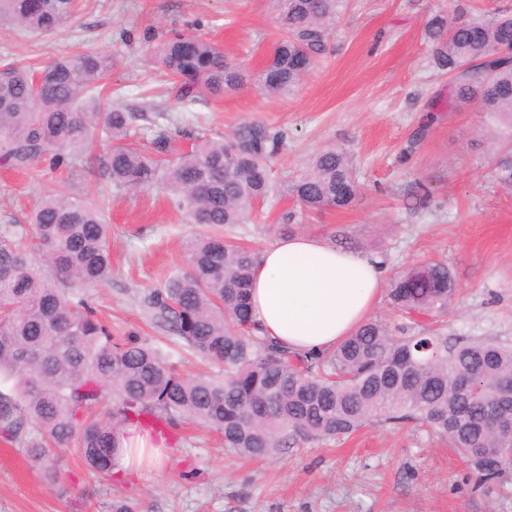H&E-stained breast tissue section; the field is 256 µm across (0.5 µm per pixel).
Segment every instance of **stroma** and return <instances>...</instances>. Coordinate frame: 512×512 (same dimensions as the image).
<instances>
[{
    "mask_svg": "<svg viewBox=\"0 0 512 512\" xmlns=\"http://www.w3.org/2000/svg\"><path fill=\"white\" fill-rule=\"evenodd\" d=\"M459 8L486 20L512 14V0H347L326 55L299 88L277 97L250 79L282 36L271 0H81L52 33L0 23V64L109 55L100 108L143 113L132 140L148 153L160 135L181 153L247 119L280 127L288 140L269 163L275 191L242 223L225 225L226 240L259 252L279 237L309 234L379 258L390 278L445 262L458 291L443 333L512 344V190L493 177L502 129L475 107L449 105L448 76L435 68L425 34L433 15ZM175 32L214 42L248 81L224 98L183 105L155 55ZM331 144L352 156L360 192L348 208L310 216L285 187ZM107 150L98 136L87 160L70 169L0 166V224L23 221L63 183L102 206L112 226V278L86 289L87 300L113 332L150 338L182 375L211 371L143 302L187 267L186 244L203 228L162 189L113 188L101 164ZM287 210L295 223H281ZM59 455L54 483L0 440V512H96L118 495L138 512H512V474L479 483L447 440L410 425L368 426L324 442L293 437L263 459L240 457L217 433L186 426L173 432L160 468L130 478L91 475L75 448Z\"/></svg>",
    "mask_w": 512,
    "mask_h": 512,
    "instance_id": "1",
    "label": "stroma"
}]
</instances>
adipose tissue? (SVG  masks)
I'll return each instance as SVG.
<instances>
[{
  "label": "adipose tissue",
  "instance_id": "adipose-tissue-1",
  "mask_svg": "<svg viewBox=\"0 0 512 512\" xmlns=\"http://www.w3.org/2000/svg\"><path fill=\"white\" fill-rule=\"evenodd\" d=\"M384 281L376 258L315 236L280 238L257 256L250 294L256 333L298 354L329 351L367 320ZM164 447L149 433L132 430L118 461L135 474L158 460Z\"/></svg>",
  "mask_w": 512,
  "mask_h": 512
}]
</instances>
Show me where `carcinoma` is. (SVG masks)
Returning a JSON list of instances; mask_svg holds the SVG:
<instances>
[{"mask_svg":"<svg viewBox=\"0 0 512 512\" xmlns=\"http://www.w3.org/2000/svg\"><path fill=\"white\" fill-rule=\"evenodd\" d=\"M344 3L275 0L283 36L255 77L266 95L300 83L323 55ZM73 8L74 0H0V22L47 33L66 25ZM428 35L435 67L451 78L453 101L507 129L495 177L512 187V60L498 57L512 46V16L461 22L439 13ZM159 61L187 105L244 82L215 43L195 36L173 35ZM111 68V58L96 52L40 67L0 66V163L67 166L98 128L110 143L105 168L114 188L160 185L191 223L210 228L189 242V269L169 275L144 302L221 372L183 376L138 333L113 336L79 295L112 275L111 225L62 187L26 223L0 224L1 439L19 445L55 481L54 449L72 445L89 470L112 475L121 437L133 425H198L221 434L238 455L262 458L293 436L324 441L410 422L448 439L485 480L512 468V431L485 423L492 411L512 416V345L425 328L395 336L377 319L319 355L291 354L256 335L249 315L256 254L216 229L241 223L271 192L268 162L285 132L253 120L174 159L145 155L128 143L140 113L98 111ZM290 191L307 213L345 209L358 193L352 160L329 146ZM456 293L448 266L428 262L395 276L388 299L408 317L434 322L448 314ZM464 376L473 379L469 393L458 387Z\"/></svg>","mask_w":512,"mask_h":512,"instance_id":"obj_1","label":"carcinoma"}]
</instances>
